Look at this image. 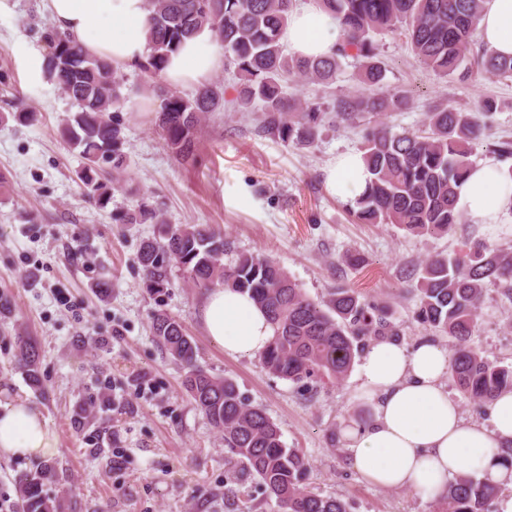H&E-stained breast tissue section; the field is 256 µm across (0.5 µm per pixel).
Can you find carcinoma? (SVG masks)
<instances>
[{
  "label": "carcinoma",
  "mask_w": 512,
  "mask_h": 512,
  "mask_svg": "<svg viewBox=\"0 0 512 512\" xmlns=\"http://www.w3.org/2000/svg\"><path fill=\"white\" fill-rule=\"evenodd\" d=\"M339 21L345 39L327 57L285 54L282 43L296 0H147L149 45L134 64L150 79L163 77L165 64L201 28L211 31L224 50V66L234 70L235 96L225 99L221 82L192 93L162 91L155 124L176 159H195L202 118L231 103L237 112H262L263 130L281 142L311 148L330 121L320 105L286 95L288 81L302 78L328 86L336 81L342 60L360 64L359 88L334 104L337 122L360 115L376 117L404 112L411 96L386 85V63L376 37L402 32L416 62L441 78L475 81L487 76L512 77V57L491 53L473 40L483 0H318ZM43 69L78 106L62 129L82 158L76 177L95 206L104 209L128 166L122 111L124 74L111 62L88 54L69 36H45ZM485 97L469 109L448 102L430 108L425 129L395 132L376 121L367 127L361 146L370 179L350 212L361 224H396L414 235L443 236L461 215L454 210L457 189L470 166L473 146L487 130L495 111ZM112 169V179L104 176ZM117 224H159L162 240L141 243L136 262L147 290L160 295L173 269L196 288L217 284L236 288L268 315L276 335L259 353L270 374L294 383L347 376L369 342L398 337L387 305L364 302L350 288H338L323 301L307 296L275 259L238 253L224 234L209 224L167 223L165 213L142 197L134 210L115 213ZM500 285L512 298V246L478 242L462 256L437 254L422 266L413 291L415 320L455 341L449 375L456 387L480 408L504 389H512V366L489 360L473 347L476 315L487 284ZM157 342L185 368L183 385L196 408L224 435V454L233 470L226 482L241 487L256 478L276 499L282 512H348L336 496H324L306 482L309 462L281 440L277 425L263 409L251 405L236 383L208 374L197 364L198 349L171 314L157 310L151 318ZM13 365L34 391L42 392L41 360L35 337L15 329ZM54 464L40 462L14 480L17 512H65L67 494L52 495ZM496 484L469 472L457 474L443 492L445 512H493Z\"/></svg>",
  "instance_id": "cac0c4a2"
}]
</instances>
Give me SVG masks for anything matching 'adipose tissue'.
Here are the masks:
<instances>
[{
    "label": "adipose tissue",
    "instance_id": "obj_1",
    "mask_svg": "<svg viewBox=\"0 0 512 512\" xmlns=\"http://www.w3.org/2000/svg\"><path fill=\"white\" fill-rule=\"evenodd\" d=\"M55 28L69 34L92 56L127 66L147 52L146 0H43ZM480 28L487 48L512 56V0H485ZM289 47L306 57L331 55L344 39L338 21L306 0L285 30ZM224 63L209 30L172 54L164 78L200 85ZM369 173L359 152L337 158L327 178L331 193L346 201L364 191ZM455 207L478 224H512V163L489 159L475 165L459 188ZM199 319L225 353L254 356L272 340L265 313L239 291L216 286L199 305ZM449 354L429 340L408 348L390 338L373 340L358 366L372 412L342 431L354 468L384 488L445 490L463 469L477 470L490 483L512 487V465L500 451L512 446V391L490 407V423L465 419L445 388ZM59 452L47 419L27 398L0 401V458L48 460Z\"/></svg>",
    "mask_w": 512,
    "mask_h": 512
}]
</instances>
